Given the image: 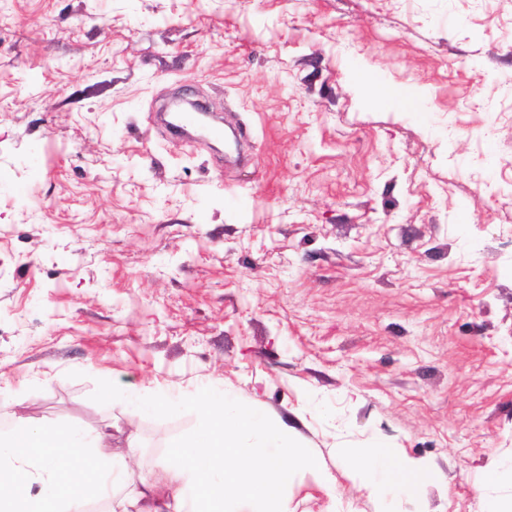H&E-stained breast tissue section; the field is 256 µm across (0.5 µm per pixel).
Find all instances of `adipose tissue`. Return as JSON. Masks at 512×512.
<instances>
[{"mask_svg":"<svg viewBox=\"0 0 512 512\" xmlns=\"http://www.w3.org/2000/svg\"><path fill=\"white\" fill-rule=\"evenodd\" d=\"M134 399L150 413L178 403L204 417L192 436L175 443L165 467L164 486L175 492L178 512H288L292 469L319 474L321 486L330 485L315 453L293 446L263 414L234 405L223 393L199 389L172 402L145 390ZM247 434L255 439L250 449L240 445ZM108 449L104 437L36 426L15 413L9 433L0 437V512H86V496L109 497L123 477ZM337 454L378 500L379 512H399L400 500L433 478L431 468L381 442Z\"/></svg>","mask_w":512,"mask_h":512,"instance_id":"obj_1","label":"adipose tissue"}]
</instances>
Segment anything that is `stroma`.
I'll use <instances>...</instances> for the list:
<instances>
[{
    "label": "stroma",
    "mask_w": 512,
    "mask_h": 512,
    "mask_svg": "<svg viewBox=\"0 0 512 512\" xmlns=\"http://www.w3.org/2000/svg\"><path fill=\"white\" fill-rule=\"evenodd\" d=\"M395 87L396 108L366 90ZM182 96L241 161L153 119ZM0 418L110 430L119 499L205 385L316 451L288 512H378L336 456L491 512L512 463V0H0ZM337 454L352 478L378 500L379 512H399L403 497L433 479L431 468L382 442L367 448H340Z\"/></svg>",
    "instance_id": "1"
}]
</instances>
